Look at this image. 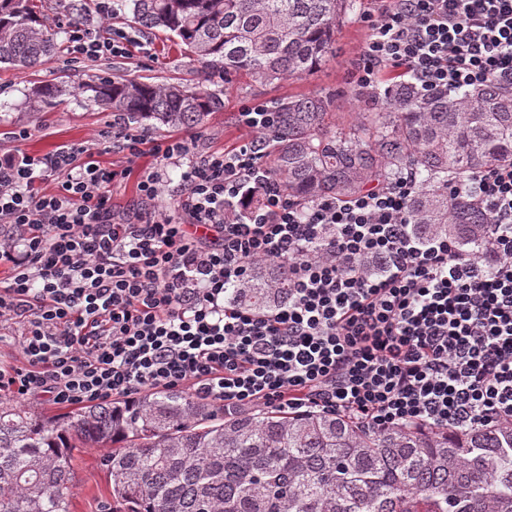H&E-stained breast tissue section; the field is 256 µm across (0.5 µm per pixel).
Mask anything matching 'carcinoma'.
<instances>
[{"instance_id": "1", "label": "carcinoma", "mask_w": 512, "mask_h": 512, "mask_svg": "<svg viewBox=\"0 0 512 512\" xmlns=\"http://www.w3.org/2000/svg\"><path fill=\"white\" fill-rule=\"evenodd\" d=\"M357 0H112V18L159 29L196 65L195 84L125 76L74 87L137 122L193 129L224 109L214 86L315 73L336 55L337 27ZM88 0H69L81 23ZM60 31L33 0H0V64L31 69L60 52ZM67 91L47 84L33 103ZM333 96L276 102L265 136L271 178L309 205L392 179L408 166L419 188L411 232L474 250L492 227L482 206L448 185L490 163L512 166V85L491 82L452 99L423 98L406 79L347 131L329 117ZM288 265L256 264L227 290L270 311L288 300ZM75 448H106L112 501L124 512H512V427L374 432L322 412L233 413L180 389L92 402L45 417L0 399V512H70Z\"/></svg>"}]
</instances>
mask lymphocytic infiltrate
Wrapping results in <instances>:
<instances>
[{
    "label": "lymphocytic infiltrate",
    "mask_w": 512,
    "mask_h": 512,
    "mask_svg": "<svg viewBox=\"0 0 512 512\" xmlns=\"http://www.w3.org/2000/svg\"><path fill=\"white\" fill-rule=\"evenodd\" d=\"M377 3L358 89L380 93L388 71L425 96L512 83V0ZM66 27L70 64L127 51L123 33ZM239 120L252 138L199 160L195 133L157 141L120 117L89 145L0 155V223L28 230L0 236V321L24 326L0 391L73 406L184 388L228 413L317 410L374 431L512 426V167L451 188L492 217L487 268L451 239L411 233L414 169L304 212L264 165L271 109ZM105 145L157 158L140 174L136 221L112 217L125 173L100 166ZM172 161L187 164L175 215L159 204ZM272 261L293 276L283 305L228 302V285Z\"/></svg>",
    "instance_id": "f902f5d3"
}]
</instances>
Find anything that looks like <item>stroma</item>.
Segmentation results:
<instances>
[{"mask_svg": "<svg viewBox=\"0 0 512 512\" xmlns=\"http://www.w3.org/2000/svg\"><path fill=\"white\" fill-rule=\"evenodd\" d=\"M360 3L359 14L349 17L336 32L335 56L313 75L271 84L240 77L224 85L223 111L213 114L196 130L197 154L221 152L250 138V131L239 124L238 114L244 107L257 102L271 105L289 96L334 91L338 98L332 120L340 128L351 126L359 113L371 111L372 102L359 94L352 77L368 36L363 16L372 9V0H360ZM129 37L132 41L129 54L87 61L76 68L65 67L59 56L26 72L1 64L0 152L44 155L63 144L94 140L111 121V113L98 110L82 95L64 98L56 107L33 114L29 107L31 90L58 78L84 82L95 75H117L157 84L190 83L192 66L166 35L133 31ZM21 127L29 130V138L13 140L12 131ZM102 454L99 448L74 449L71 512H100L101 502L109 499L111 484L100 465Z\"/></svg>", "mask_w": 512, "mask_h": 512, "instance_id": "1", "label": "stroma"}]
</instances>
